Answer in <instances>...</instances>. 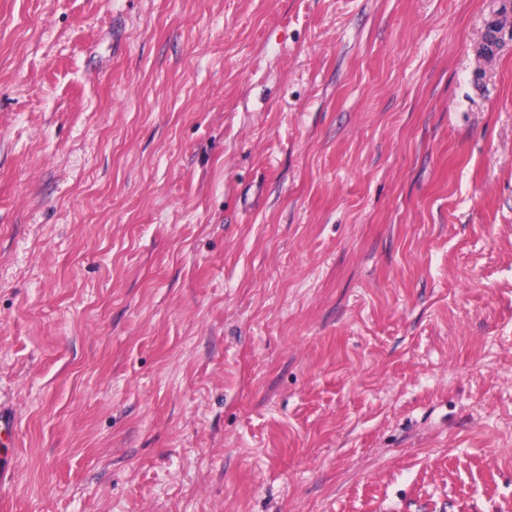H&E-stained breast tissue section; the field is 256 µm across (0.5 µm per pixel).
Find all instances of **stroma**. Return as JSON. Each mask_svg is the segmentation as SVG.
<instances>
[{"label": "stroma", "instance_id": "stroma-1", "mask_svg": "<svg viewBox=\"0 0 512 512\" xmlns=\"http://www.w3.org/2000/svg\"><path fill=\"white\" fill-rule=\"evenodd\" d=\"M10 512H512V0H0Z\"/></svg>", "mask_w": 512, "mask_h": 512}]
</instances>
